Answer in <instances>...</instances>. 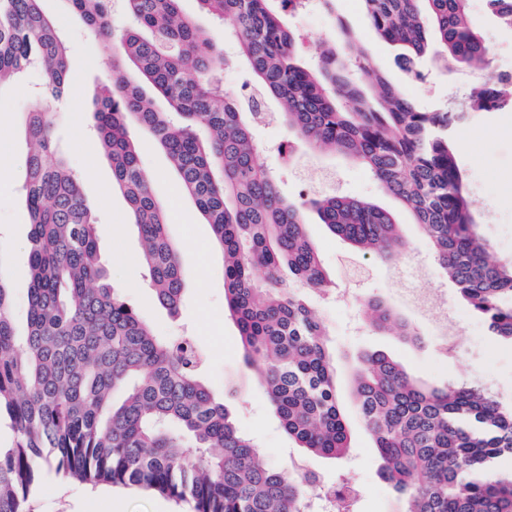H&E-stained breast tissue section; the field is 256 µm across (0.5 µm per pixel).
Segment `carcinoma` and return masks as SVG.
Wrapping results in <instances>:
<instances>
[{
    "label": "carcinoma",
    "instance_id": "carcinoma-1",
    "mask_svg": "<svg viewBox=\"0 0 512 512\" xmlns=\"http://www.w3.org/2000/svg\"><path fill=\"white\" fill-rule=\"evenodd\" d=\"M43 0H0V86L34 64L43 94L68 91L62 27ZM67 10L113 49L111 80L95 94L96 133L138 230L158 304L173 312L185 275L168 216L141 169L129 129L150 133L183 192L210 224L224 255V298L244 360L258 374L288 437L331 460L350 448L336 381V352L312 297L331 290L306 231L313 212L365 254L393 258L407 242L393 213L346 195L290 200L262 168L258 113L220 85L227 57L218 34L181 0H123L128 26L115 34L112 0H66ZM377 39L399 49L401 69L431 54L475 70L487 51L470 26L468 0H360ZM224 28L260 100L274 99L298 140L369 171L417 224L439 268L490 335L512 346V262L490 260L475 202L456 161L450 128L469 112L512 108V79L490 72L458 112L419 111L382 72L368 45L345 40L311 68L274 0H197ZM133 68L138 82L130 81ZM151 87L166 103L156 108ZM31 143L24 189L31 225L28 328L14 330L13 289L0 277V411L11 447H0V512H20L37 464L80 482L133 486L192 512H309L313 472L268 464L234 411L202 378L193 339L155 335L109 282L94 206L58 151L40 106L25 113ZM366 324L417 344L419 333L385 301L362 302ZM358 419L381 459L380 478L400 512H512V403L483 387H431L377 351L352 379Z\"/></svg>",
    "mask_w": 512,
    "mask_h": 512
}]
</instances>
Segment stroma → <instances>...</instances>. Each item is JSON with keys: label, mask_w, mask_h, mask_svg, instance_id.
Masks as SVG:
<instances>
[{"label": "stroma", "mask_w": 512, "mask_h": 512, "mask_svg": "<svg viewBox=\"0 0 512 512\" xmlns=\"http://www.w3.org/2000/svg\"><path fill=\"white\" fill-rule=\"evenodd\" d=\"M46 11L60 20L68 47L69 82L80 88L81 98L46 104L56 144L70 167L81 177L85 195L96 203L98 240L108 279L114 288L152 326L168 338L188 334L195 338L205 358L203 376L216 394L232 389L230 403L238 429L257 444L265 460L281 467L289 463L316 472L323 483L356 481L365 486L359 512H396L399 502L381 480L380 460L373 442L360 424L351 426V448L335 463L304 456L290 440L270 406L264 389L244 363L238 329L224 302V264L220 249L212 242L209 224L180 189L175 173L153 136L139 129L131 135L137 143L141 165L157 198L170 209L168 236L180 251L186 272V290L176 315H168L155 301L142 266L137 230L122 192L112 183V168L95 138L93 96L110 75L95 36L70 16L65 0H43ZM469 19L486 49L490 64L512 63V29L498 23L481 0H469ZM295 32L301 57L315 63L321 51L341 42L339 22H347L361 37H371L362 17L359 0H335L327 6L319 0L308 16L284 14ZM371 65L385 73L423 111L457 107L467 101L472 87L485 77L481 71L443 70L432 57L417 64L419 78L404 74L394 49L376 43ZM43 86L40 68H30L21 82L0 92V275L13 289L14 318L24 325L27 312L29 230L23 195L25 161L29 144L21 117L39 101ZM266 111L273 120L254 126L262 166L281 178L283 195L322 197L335 192L375 201L395 213L408 243L391 262L353 250L325 229L310 223L311 240L323 268L334 283L331 296L315 304L331 329L336 350L341 396L345 411H352L348 390L354 370L364 356L382 351L403 364L413 377L433 386L451 380H466L485 386L501 401L512 402V347L489 336L486 325L461 302L453 286L438 268L432 252L408 213L361 166L346 158L309 148H296L290 162H283L279 146L293 134L278 119L279 106L268 101ZM452 146L475 200L479 232L494 259L512 260V110L472 112L455 126ZM421 258L420 285L441 289L448 313L433 321L410 304L404 294L401 271L413 258ZM380 298L420 332L421 344L369 329L363 321L361 302ZM453 342L452 349L438 348L441 337ZM39 480L23 504V512H83L89 493L104 498L96 512H112L107 494L124 498L125 512H185L186 507L136 488L93 486L69 478L55 468L39 465Z\"/></svg>", "instance_id": "obj_1"}]
</instances>
